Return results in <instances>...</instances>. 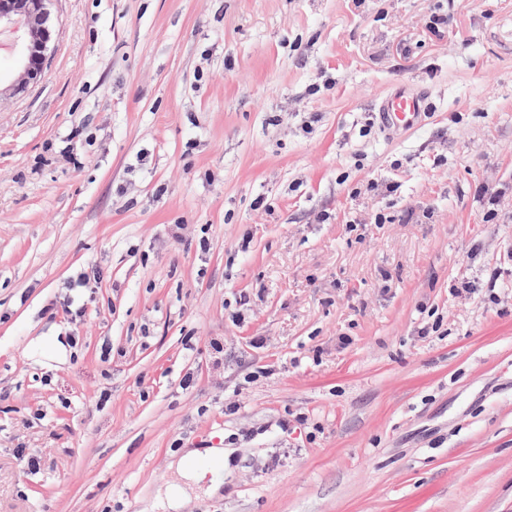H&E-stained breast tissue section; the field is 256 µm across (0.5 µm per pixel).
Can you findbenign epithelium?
Instances as JSON below:
<instances>
[{"label":"benign epithelium","instance_id":"1","mask_svg":"<svg viewBox=\"0 0 512 512\" xmlns=\"http://www.w3.org/2000/svg\"><path fill=\"white\" fill-rule=\"evenodd\" d=\"M49 0H0V36L10 40L19 55L20 71L13 90L20 92L45 75L52 30Z\"/></svg>","mask_w":512,"mask_h":512}]
</instances>
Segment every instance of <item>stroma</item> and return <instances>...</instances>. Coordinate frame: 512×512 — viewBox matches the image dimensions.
<instances>
[{
  "instance_id": "stroma-1",
  "label": "stroma",
  "mask_w": 512,
  "mask_h": 512,
  "mask_svg": "<svg viewBox=\"0 0 512 512\" xmlns=\"http://www.w3.org/2000/svg\"><path fill=\"white\" fill-rule=\"evenodd\" d=\"M50 9L0 93V512H152L186 448L228 456L185 512H512V0ZM428 109L426 97L406 87H397L381 101L380 126L391 136L414 130L422 124Z\"/></svg>"
}]
</instances>
